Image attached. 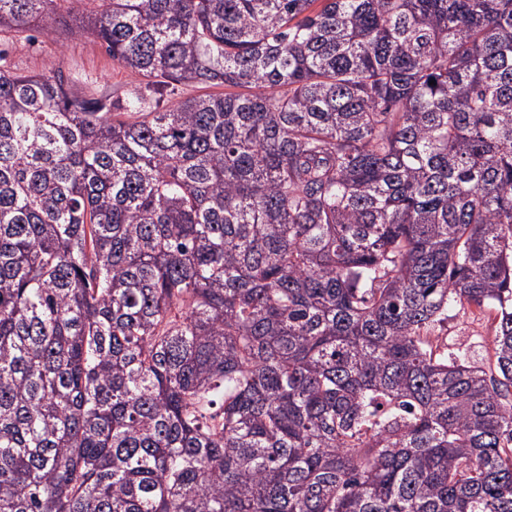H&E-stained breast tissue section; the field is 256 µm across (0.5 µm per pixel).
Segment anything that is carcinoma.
I'll use <instances>...</instances> for the list:
<instances>
[{"instance_id":"carcinoma-1","label":"carcinoma","mask_w":512,"mask_h":512,"mask_svg":"<svg viewBox=\"0 0 512 512\" xmlns=\"http://www.w3.org/2000/svg\"><path fill=\"white\" fill-rule=\"evenodd\" d=\"M93 2L228 92L0 68V512H512V0ZM435 334L446 338L448 352L463 350L471 361L486 367L493 362L492 328L487 313H472L467 306L463 310L457 305L448 311V320L436 327Z\"/></svg>"}]
</instances>
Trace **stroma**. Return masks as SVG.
Wrapping results in <instances>:
<instances>
[{
  "instance_id": "1",
  "label": "stroma",
  "mask_w": 512,
  "mask_h": 512,
  "mask_svg": "<svg viewBox=\"0 0 512 512\" xmlns=\"http://www.w3.org/2000/svg\"><path fill=\"white\" fill-rule=\"evenodd\" d=\"M0 65L15 72H47L62 67L80 88L107 98L122 110L133 95L153 102L142 77L113 63L104 46L92 38L71 34L62 24L42 25L18 35L0 36ZM449 351H465L470 360L487 365L493 360L492 328L488 314L459 307L436 329Z\"/></svg>"
}]
</instances>
